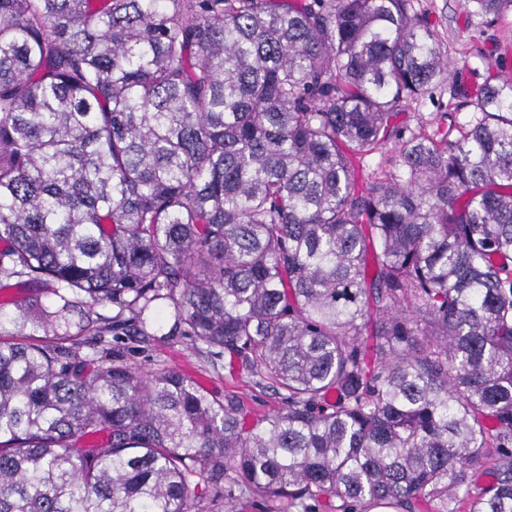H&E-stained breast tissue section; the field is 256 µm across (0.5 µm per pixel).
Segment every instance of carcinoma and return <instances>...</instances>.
Returning a JSON list of instances; mask_svg holds the SVG:
<instances>
[{
    "instance_id": "cac0c4a2",
    "label": "carcinoma",
    "mask_w": 512,
    "mask_h": 512,
    "mask_svg": "<svg viewBox=\"0 0 512 512\" xmlns=\"http://www.w3.org/2000/svg\"><path fill=\"white\" fill-rule=\"evenodd\" d=\"M416 3L0 0V289L50 296L0 300V512H512V76L400 126ZM162 327L282 406L136 371ZM399 151L398 141H390L382 145L367 158V165L371 170L381 171L392 168L397 160Z\"/></svg>"
}]
</instances>
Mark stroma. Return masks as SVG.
Returning <instances> with one entry per match:
<instances>
[{
    "mask_svg": "<svg viewBox=\"0 0 512 512\" xmlns=\"http://www.w3.org/2000/svg\"><path fill=\"white\" fill-rule=\"evenodd\" d=\"M426 22L448 51V75L431 98L402 107L400 123L417 125L438 111L448 114L454 131L470 121L477 87L498 74L512 75V11L501 20L487 22L476 16L470 0H420ZM137 371L151 373L159 368L180 370L195 377L216 396H239L260 419L278 406L272 390L238 368L212 369L188 342L157 340L148 346L134 345L128 357Z\"/></svg>",
    "mask_w": 512,
    "mask_h": 512,
    "instance_id": "1",
    "label": "stroma"
}]
</instances>
